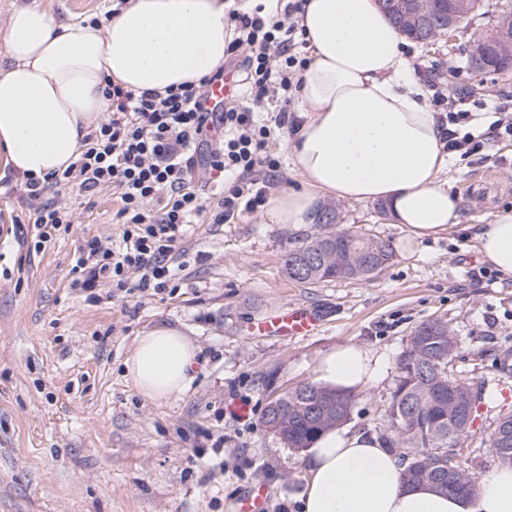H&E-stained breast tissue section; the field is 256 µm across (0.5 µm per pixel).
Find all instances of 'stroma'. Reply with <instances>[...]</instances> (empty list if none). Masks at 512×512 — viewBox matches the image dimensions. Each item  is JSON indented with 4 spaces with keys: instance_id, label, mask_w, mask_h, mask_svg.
I'll return each instance as SVG.
<instances>
[{
    "instance_id": "35a3bbf8",
    "label": "stroma",
    "mask_w": 512,
    "mask_h": 512,
    "mask_svg": "<svg viewBox=\"0 0 512 512\" xmlns=\"http://www.w3.org/2000/svg\"><path fill=\"white\" fill-rule=\"evenodd\" d=\"M512 0H483L451 36L408 41L404 55L420 82L445 96L428 108L446 117L451 102L471 113L491 99L512 103V72L475 75L466 64L474 39ZM468 221L395 252L367 279L312 284L288 279L283 258L322 224H270L264 212L230 224L194 225L178 245V271L161 293L101 281L95 298L72 288L85 240L117 236L111 191L69 185L60 198L74 222L37 254L22 244L34 226L22 178L0 177V512H241L264 487L267 512H297L305 487L301 452L261 424L266 405L313 380L321 354L357 344L381 355V376L357 392L348 427L380 435L397 360L421 322L446 320L457 336L458 378L512 368V277L485 262L474 227L512 209V136L499 134L468 160L448 157L443 175ZM338 230L398 243L405 228L378 204L325 199ZM304 305L321 316L311 336H254L259 317ZM180 327L197 348L193 380L170 401L143 397L124 360L138 336ZM512 397L475 421L457 460L474 477L496 467L488 437Z\"/></svg>"
}]
</instances>
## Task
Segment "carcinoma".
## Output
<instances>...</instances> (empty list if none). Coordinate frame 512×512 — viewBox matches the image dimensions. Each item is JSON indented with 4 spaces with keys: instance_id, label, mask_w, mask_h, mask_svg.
<instances>
[{
    "instance_id": "cac0c4a2",
    "label": "carcinoma",
    "mask_w": 512,
    "mask_h": 512,
    "mask_svg": "<svg viewBox=\"0 0 512 512\" xmlns=\"http://www.w3.org/2000/svg\"><path fill=\"white\" fill-rule=\"evenodd\" d=\"M512 40V10H504L486 34L474 39L470 55L487 56L493 69L512 68V58L500 54ZM394 251L390 242L349 230L328 231L291 249L284 259L289 279L315 283L335 278L371 277L387 265ZM457 339L448 322L431 319L417 325L407 349L397 362V378L387 406L383 439L390 448H407L404 479L428 481L442 494L470 491L475 479L467 469L448 459L471 433L477 411L490 406L495 388L486 381L468 382L452 377ZM356 405L351 393L326 390L308 382L271 400L261 423L289 448L302 450L321 431L347 422ZM512 416L498 419L489 438L493 456L512 465Z\"/></svg>"
}]
</instances>
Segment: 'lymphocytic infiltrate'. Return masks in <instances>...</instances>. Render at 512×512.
I'll return each mask as SVG.
<instances>
[{"label": "lymphocytic infiltrate", "instance_id": "f902f5d3", "mask_svg": "<svg viewBox=\"0 0 512 512\" xmlns=\"http://www.w3.org/2000/svg\"><path fill=\"white\" fill-rule=\"evenodd\" d=\"M299 10L298 0H257L232 10L224 67L198 84L142 93L106 84L109 116L84 137L77 159L50 178L23 181L36 229L30 250L40 251L73 221L51 189L109 188L117 196L112 221L120 239L87 240L75 256V284L89 291L108 278L120 288L160 293L175 276L171 257L186 226L206 210L192 186L196 170L224 176L214 223L264 206L282 167L273 145L299 125L291 106L308 63L300 53ZM222 80L230 91L221 109H210L208 90Z\"/></svg>", "mask_w": 512, "mask_h": 512}]
</instances>
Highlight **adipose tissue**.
<instances>
[{"label":"adipose tissue","mask_w":512,"mask_h":512,"mask_svg":"<svg viewBox=\"0 0 512 512\" xmlns=\"http://www.w3.org/2000/svg\"><path fill=\"white\" fill-rule=\"evenodd\" d=\"M230 7L231 0H127L103 28L59 20L38 5L13 9L0 33V159L22 177L61 172L107 112L106 83L162 92L220 70ZM298 17L310 61L286 148L300 182L271 196L267 223H315L326 196L380 204L404 225L398 247L406 254L464 223L458 196L441 179L443 129L389 16L376 0H301ZM475 238L482 256L512 275V210L489 214ZM196 354L179 327H154L138 337L126 375L144 397L167 400L189 386ZM383 367L368 349L343 345L318 358L314 380L353 393ZM304 465L299 512H512V467L494 468L470 493L444 495L406 483L396 454L345 426L318 436Z\"/></svg>","instance_id":"ef3b65f1"}]
</instances>
